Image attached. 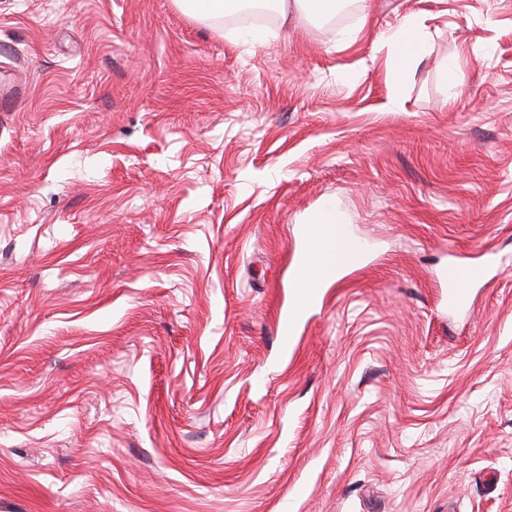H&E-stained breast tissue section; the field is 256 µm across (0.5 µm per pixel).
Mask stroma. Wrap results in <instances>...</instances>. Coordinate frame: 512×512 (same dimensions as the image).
I'll use <instances>...</instances> for the list:
<instances>
[{
	"instance_id": "1",
	"label": "stroma",
	"mask_w": 512,
	"mask_h": 512,
	"mask_svg": "<svg viewBox=\"0 0 512 512\" xmlns=\"http://www.w3.org/2000/svg\"><path fill=\"white\" fill-rule=\"evenodd\" d=\"M261 33L0 0V512H512V0ZM380 43L389 53L398 80L415 64L422 52L419 29L410 16L404 17L395 29L383 34ZM329 208L315 211L308 224H304L303 240L305 244V257H312L317 261H306L300 269V277L311 288L321 284L322 280L333 270V260L326 254L327 238L334 233L336 242L347 249H351L350 244L344 237L342 225L336 218L335 224H330L328 220ZM484 272L478 268L457 267L448 271V301L453 305H463L468 297L467 288Z\"/></svg>"
}]
</instances>
